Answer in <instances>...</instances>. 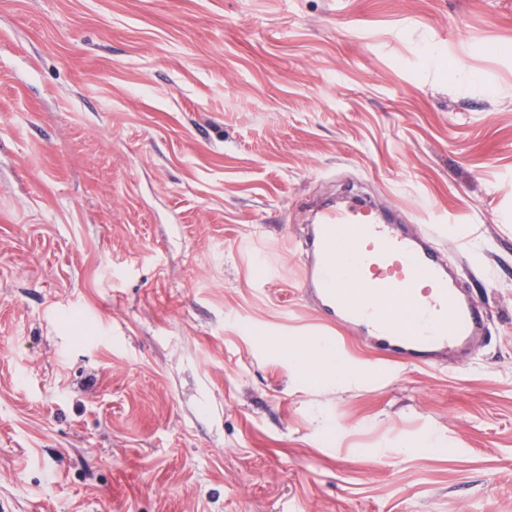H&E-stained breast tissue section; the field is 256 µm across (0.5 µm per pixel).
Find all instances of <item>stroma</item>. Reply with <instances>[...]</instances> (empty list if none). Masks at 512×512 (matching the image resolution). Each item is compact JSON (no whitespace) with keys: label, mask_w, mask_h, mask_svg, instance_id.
<instances>
[{"label":"stroma","mask_w":512,"mask_h":512,"mask_svg":"<svg viewBox=\"0 0 512 512\" xmlns=\"http://www.w3.org/2000/svg\"><path fill=\"white\" fill-rule=\"evenodd\" d=\"M334 196L435 227L469 355L323 319ZM0 512H512V0H0ZM275 345L278 352L297 364L312 381L326 382L344 373L332 350L315 337L295 336Z\"/></svg>","instance_id":"1"}]
</instances>
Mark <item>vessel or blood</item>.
<instances>
[{
	"mask_svg": "<svg viewBox=\"0 0 512 512\" xmlns=\"http://www.w3.org/2000/svg\"><path fill=\"white\" fill-rule=\"evenodd\" d=\"M342 230L362 245L354 297L340 286L336 236ZM305 283L327 321L369 336L400 362L435 363L467 350L486 328L430 234L403 233L366 206L317 216L308 232Z\"/></svg>",
	"mask_w": 512,
	"mask_h": 512,
	"instance_id": "vessel-or-blood-1",
	"label": "vessel or blood"
}]
</instances>
